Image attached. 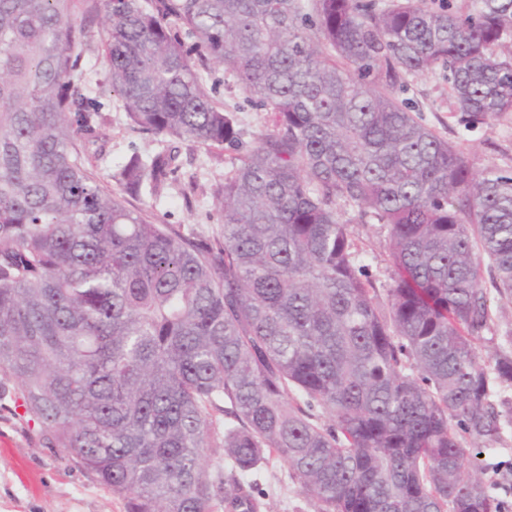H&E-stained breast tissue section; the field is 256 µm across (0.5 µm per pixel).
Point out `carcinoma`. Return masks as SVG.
Instances as JSON below:
<instances>
[{
	"label": "carcinoma",
	"mask_w": 512,
	"mask_h": 512,
	"mask_svg": "<svg viewBox=\"0 0 512 512\" xmlns=\"http://www.w3.org/2000/svg\"><path fill=\"white\" fill-rule=\"evenodd\" d=\"M77 14L141 131L239 144L197 58L272 114L219 235L126 206L170 150L98 183ZM506 42L512 0H0V379L47 447L126 512H260L273 459L315 512H506L466 459L512 421V350L478 352L485 281L512 297V169L395 96L437 70L467 126L512 112ZM347 207L386 232L383 294Z\"/></svg>",
	"instance_id": "obj_1"
}]
</instances>
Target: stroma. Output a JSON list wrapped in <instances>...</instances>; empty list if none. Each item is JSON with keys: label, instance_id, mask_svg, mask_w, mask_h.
I'll use <instances>...</instances> for the list:
<instances>
[{"label": "stroma", "instance_id": "stroma-1", "mask_svg": "<svg viewBox=\"0 0 512 512\" xmlns=\"http://www.w3.org/2000/svg\"><path fill=\"white\" fill-rule=\"evenodd\" d=\"M83 27L87 49L83 76L93 88L106 121L109 139L93 160L98 181L112 186V175L135 153L148 157L176 146L179 171L175 181L161 194L130 195L129 208L145 211L153 222L176 224L186 234L212 236L222 230L218 202L214 195L238 164L243 149L272 124L269 112L247 101L233 77L222 66L200 64L199 71L212 87L216 102L233 112L239 122V148L225 149L222 156L186 141L168 136H147L133 129L119 95L113 92L101 64L99 33L101 18L77 17ZM420 110L425 122L441 137L459 145L475 169L512 167V113L469 128L453 112L448 87L435 72L413 78L406 93ZM342 222L349 224L365 264L377 288H386L391 269L386 256V234L379 225L359 224L352 210H342ZM485 484L512 505V423H505L500 439L483 449L478 458ZM265 491L263 512H313L311 502L302 495L290 476L286 463H270L258 476ZM0 512H124L121 499L94 484L61 449L49 448L38 436V427L17 408L12 384L0 385Z\"/></svg>", "mask_w": 512, "mask_h": 512}]
</instances>
